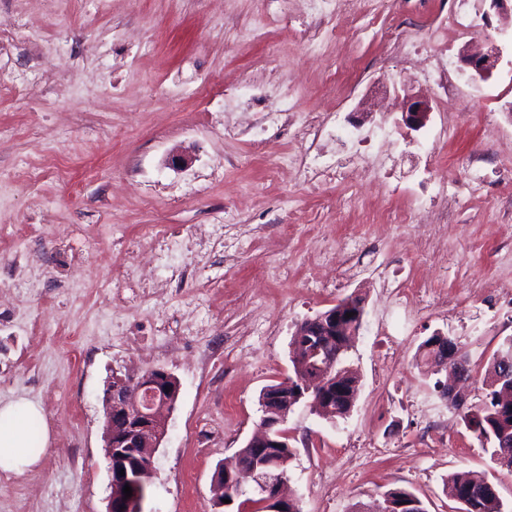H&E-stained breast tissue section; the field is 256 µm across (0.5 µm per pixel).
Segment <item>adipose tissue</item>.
<instances>
[{
  "label": "adipose tissue",
  "instance_id": "obj_1",
  "mask_svg": "<svg viewBox=\"0 0 512 512\" xmlns=\"http://www.w3.org/2000/svg\"><path fill=\"white\" fill-rule=\"evenodd\" d=\"M39 405L18 399L0 403V471L21 473L34 466L46 453L48 438L32 442L27 426L40 419Z\"/></svg>",
  "mask_w": 512,
  "mask_h": 512
}]
</instances>
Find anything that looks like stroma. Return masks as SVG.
Wrapping results in <instances>:
<instances>
[{
	"label": "stroma",
	"instance_id": "1",
	"mask_svg": "<svg viewBox=\"0 0 512 512\" xmlns=\"http://www.w3.org/2000/svg\"><path fill=\"white\" fill-rule=\"evenodd\" d=\"M455 13L450 70L466 47L501 54L485 81L458 75L467 112L406 57ZM14 20L26 32L0 48V400L37 403L51 449L0 472V512H105L103 391L152 366L181 389L145 512H224L214 471L253 434L261 390L291 376L297 324L351 295L364 301L353 410L331 421L298 405L286 423L301 512H374L395 487L458 512L445 490L458 472L512 512V473L415 358L434 333L456 339L474 404L512 337V13L358 0L315 53L275 0H0V26ZM408 89L432 101L417 132L399 123ZM287 103L299 123H283ZM305 119L319 160L302 177L279 162L301 156ZM182 152L191 164L169 166ZM444 199L446 223L392 220Z\"/></svg>",
	"mask_w": 512,
	"mask_h": 512
}]
</instances>
